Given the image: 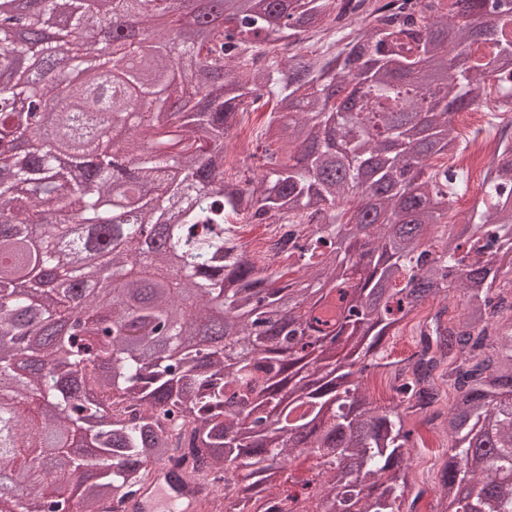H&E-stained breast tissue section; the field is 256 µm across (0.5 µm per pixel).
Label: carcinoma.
<instances>
[{
	"label": "carcinoma",
	"mask_w": 512,
	"mask_h": 512,
	"mask_svg": "<svg viewBox=\"0 0 512 512\" xmlns=\"http://www.w3.org/2000/svg\"><path fill=\"white\" fill-rule=\"evenodd\" d=\"M11 2L27 30L10 42L0 30V72L17 103L50 91L22 61L62 79L129 60L109 116L134 166L113 196L114 157L83 88L43 128L0 111L13 150L0 158V407L36 404L0 413V463L48 448L84 487L36 492L16 512H116L173 448L188 449V473L223 474L221 512H414L410 417L428 412L450 434L438 512H512V126L498 127L470 218L440 249L424 243L467 186L431 163L468 149L456 115L483 101L493 122L512 111V0H391L358 30L336 23L337 0H217L206 32L178 0H99L93 13L68 0L53 40L60 0ZM116 12L145 27L112 32ZM158 20L179 30L177 51ZM279 40L290 53L270 48ZM269 103L268 129L288 138L259 174L225 180L228 141ZM64 208L84 240L57 223ZM243 224L285 226L295 269L250 254ZM94 250L115 297L87 264ZM76 287L83 315L59 336ZM453 288L462 320L444 323L440 307L418 352L385 360L390 331ZM387 368L398 403L380 407L364 380ZM442 383L455 391L446 415ZM302 454L317 460L310 478L288 472Z\"/></svg>",
	"instance_id": "1"
}]
</instances>
